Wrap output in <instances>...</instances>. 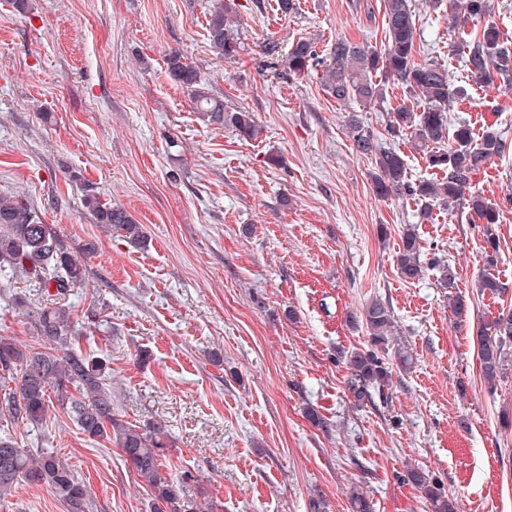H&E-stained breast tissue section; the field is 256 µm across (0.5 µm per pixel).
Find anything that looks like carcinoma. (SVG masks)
Here are the masks:
<instances>
[{
	"instance_id": "obj_1",
	"label": "carcinoma",
	"mask_w": 512,
	"mask_h": 512,
	"mask_svg": "<svg viewBox=\"0 0 512 512\" xmlns=\"http://www.w3.org/2000/svg\"><path fill=\"white\" fill-rule=\"evenodd\" d=\"M383 24L388 39L378 49L364 42L340 39L326 55L314 43L300 38L293 42L282 60L288 75L300 77L323 67L326 92L340 103L357 101L376 105L383 101L385 86L393 84L417 98L418 109L406 106L390 113L385 126L389 139H407L422 153L427 167L437 177L411 181L406 160L395 150H383L373 129L357 114L349 115L347 129L356 153L374 160L373 191L380 198H411L429 209L439 204L450 210L467 205L472 223L483 226L484 261L487 272L479 278L480 292L500 295L506 285L490 273L499 260L500 206L480 195H466L475 174L509 150L493 126L477 135L460 120L447 116L453 100L466 94L452 84L448 69L438 61L418 63L417 14L412 0H383ZM429 7L448 9V18L458 27L452 50L461 58L465 83L492 85L512 83V40L498 26L486 20L490 0H425ZM483 22L472 32L468 23ZM236 0H224L207 20V41L214 54L231 60L241 48L238 37ZM169 73L190 95L205 125L228 129L245 139H255L259 126L253 113L234 108L212 94L197 69L177 51L166 58ZM452 141L448 149L440 148ZM82 203L97 224H104L133 249H144L148 237L144 225L117 204L100 199L97 187L83 185ZM96 242H85L73 252L61 239L54 224L37 217L22 195L0 198V289L9 293L12 279H28L36 292L54 298L51 303L30 309L29 317L42 348L19 345L0 336V418L14 423L39 425L50 409H59L88 439L103 440L118 448L129 464L139 486L150 495V512H187L184 482L165 470L163 457L170 447L167 421L154 417L143 424L120 419L112 399V367L107 354L80 348V318L75 316L66 296L86 282L85 258L95 253ZM423 246L414 225L401 235L396 256L397 272L406 281L423 274ZM368 348L341 353L348 370L345 385L353 404L375 403V395L389 386L393 367L386 356L391 350L394 315L379 299L364 310ZM477 356L482 376L489 387L496 386L505 373L512 350V308L480 321L476 327ZM408 478L422 489L433 512H458L456 503L441 485L425 472L411 468ZM21 483L45 486L64 504L67 512H93L94 501L86 483L57 452L48 448H22L17 442L0 438V500L12 495Z\"/></svg>"
}]
</instances>
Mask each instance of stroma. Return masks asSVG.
Wrapping results in <instances>:
<instances>
[{
    "instance_id": "stroma-1",
    "label": "stroma",
    "mask_w": 512,
    "mask_h": 512,
    "mask_svg": "<svg viewBox=\"0 0 512 512\" xmlns=\"http://www.w3.org/2000/svg\"><path fill=\"white\" fill-rule=\"evenodd\" d=\"M242 49L216 57L206 39L219 0H32L16 13L0 0V197L25 196L65 244L89 240L76 313L103 309L112 339L81 345L112 357L116 415H160L172 445L165 463L189 477L199 512H351L363 492L373 512H431L409 468L437 480L460 512H512V369L489 390L472 325L457 322L433 261L448 263L474 317L503 300L479 294L482 228L467 208L420 217L407 197L379 198L372 161L346 132L355 112L376 133L405 104L344 105L323 90L322 69L294 79L265 56L307 38L383 47V0H237ZM417 61L462 74L445 13L420 11ZM180 51L214 94L253 112L259 137L203 125L165 58ZM452 118L496 124L512 145V90H478ZM92 183L124 206L151 239L134 250L82 205ZM472 193L501 203L496 271L512 299V152L474 175ZM415 225L426 267L399 278L396 252ZM0 297V336L38 346L27 314L36 296L17 281ZM506 297V298H507ZM396 319V344L413 355L394 369L385 401L353 407L340 351L364 347L360 320L372 299ZM223 360L213 363L212 351ZM319 422H311L307 409ZM68 459L93 512H150L118 448L89 441L62 412L33 429L0 418V436ZM0 512H66L46 487H16Z\"/></svg>"
}]
</instances>
